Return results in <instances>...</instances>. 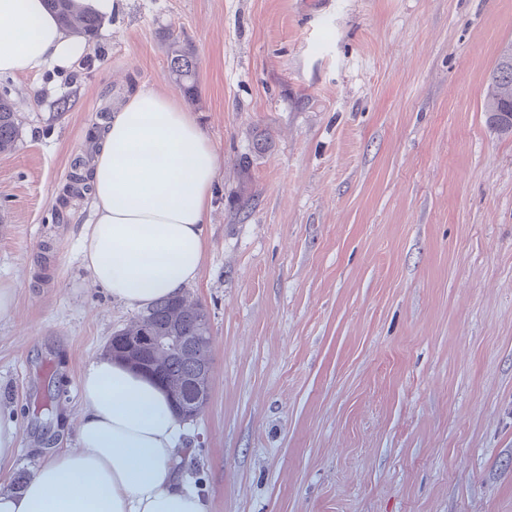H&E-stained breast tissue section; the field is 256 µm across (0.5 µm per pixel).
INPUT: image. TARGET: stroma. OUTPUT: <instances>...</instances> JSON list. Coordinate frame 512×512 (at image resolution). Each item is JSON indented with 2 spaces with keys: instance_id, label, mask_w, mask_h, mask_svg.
I'll return each mask as SVG.
<instances>
[{
  "instance_id": "stroma-1",
  "label": "stroma",
  "mask_w": 512,
  "mask_h": 512,
  "mask_svg": "<svg viewBox=\"0 0 512 512\" xmlns=\"http://www.w3.org/2000/svg\"><path fill=\"white\" fill-rule=\"evenodd\" d=\"M510 42L512 0H121L73 68L0 78V479L76 448L81 373L136 313L91 285L66 186L147 86L219 156L187 288L211 396L178 471L207 512H512V135L484 110ZM169 71L186 93H193L197 60L178 38L171 39L168 50ZM19 138V122L14 105L0 97V154L11 153ZM18 428L8 412L0 410V468L12 464L18 447Z\"/></svg>"
}]
</instances>
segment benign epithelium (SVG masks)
Segmentation results:
<instances>
[{
    "mask_svg": "<svg viewBox=\"0 0 512 512\" xmlns=\"http://www.w3.org/2000/svg\"><path fill=\"white\" fill-rule=\"evenodd\" d=\"M200 333L196 336H150L147 330L140 333L122 337L112 354L124 359L128 364L140 367L144 361V351L150 350L156 356H165L171 352H178L191 358L196 363V376L192 385L197 390L193 399H186L180 395L173 396L177 403L178 412L187 421L197 419L204 411L210 397L212 369L210 359L205 352L209 342L206 336L207 325L205 318L198 319Z\"/></svg>",
    "mask_w": 512,
    "mask_h": 512,
    "instance_id": "7a95c632",
    "label": "benign epithelium"
}]
</instances>
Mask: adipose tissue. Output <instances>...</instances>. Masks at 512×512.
Wrapping results in <instances>:
<instances>
[{"mask_svg":"<svg viewBox=\"0 0 512 512\" xmlns=\"http://www.w3.org/2000/svg\"><path fill=\"white\" fill-rule=\"evenodd\" d=\"M85 51L43 0H0V77L70 69ZM214 145L178 98L137 90L104 123L81 238L94 284L143 307L196 281L213 201ZM183 421L152 381L109 357L81 378L78 450L50 454L0 512H206L172 467Z\"/></svg>","mask_w":512,"mask_h":512,"instance_id":"adipose-tissue-1","label":"adipose tissue"}]
</instances>
